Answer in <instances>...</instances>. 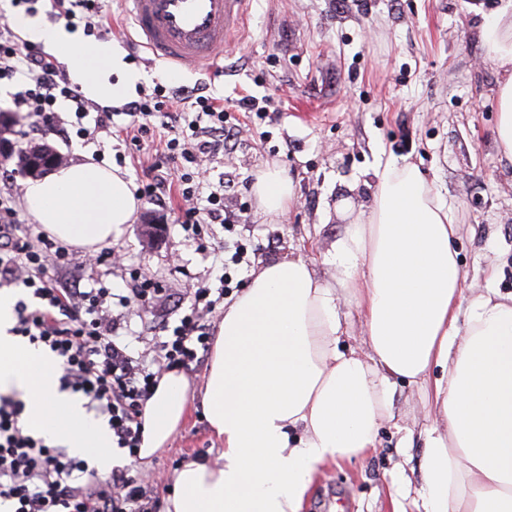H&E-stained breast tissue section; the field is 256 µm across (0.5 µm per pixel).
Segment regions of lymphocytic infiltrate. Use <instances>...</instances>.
Instances as JSON below:
<instances>
[{"label": "lymphocytic infiltrate", "instance_id": "f902f5d3", "mask_svg": "<svg viewBox=\"0 0 512 512\" xmlns=\"http://www.w3.org/2000/svg\"><path fill=\"white\" fill-rule=\"evenodd\" d=\"M51 15L66 27L103 38L111 27L105 0H47ZM23 82L15 100L27 124L24 138L46 133L90 144L111 137L114 115L126 118L123 151L117 160L153 149L154 160L138 180L136 197L172 209L197 251L211 248L212 227L244 223L243 211L224 205L223 184L210 183L207 165L232 149L235 131L223 99L206 88L176 89L158 83L121 110L89 102L63 73L57 58L27 44L0 15V82ZM67 105L69 119L59 115ZM121 254L105 247L82 251L58 241L41 225L25 223L13 193H0V287L25 288L14 309L13 335L49 352L58 363L60 391L80 395L84 406L108 427L113 447L137 456L143 439V409L160 376L197 361L210 340L209 320L223 313L225 264H214L218 288L189 281L188 304L177 326L162 325L151 356L135 354L116 336L118 309L151 316L165 288L161 281L131 271L122 287L106 267ZM26 404L0 397V505L8 512H158L148 481L121 470L100 478L90 460L51 444L25 425Z\"/></svg>", "mask_w": 512, "mask_h": 512}]
</instances>
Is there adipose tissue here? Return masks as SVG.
<instances>
[{
    "instance_id": "1",
    "label": "adipose tissue",
    "mask_w": 512,
    "mask_h": 512,
    "mask_svg": "<svg viewBox=\"0 0 512 512\" xmlns=\"http://www.w3.org/2000/svg\"><path fill=\"white\" fill-rule=\"evenodd\" d=\"M18 27L28 43L60 51L92 100L113 105L134 92L139 76L111 44L83 48L60 23ZM484 37L502 75L496 143L512 161V19ZM376 177L371 204L325 256L334 281L283 259L254 272L225 307L202 400L223 461L187 460L165 512H302L320 467L375 448L396 380L434 407L416 490L423 512H512V293H467L452 209L415 165L389 164ZM253 190L267 216L283 215L293 197L275 167ZM23 199L47 233L81 247L122 235L141 206L119 168L86 162L27 183ZM350 301L361 354L340 347ZM13 305L0 295V390H28L29 428L108 468V433L59 393L47 357L10 334ZM190 407L184 374H165L143 411L140 458L165 448Z\"/></svg>"
}]
</instances>
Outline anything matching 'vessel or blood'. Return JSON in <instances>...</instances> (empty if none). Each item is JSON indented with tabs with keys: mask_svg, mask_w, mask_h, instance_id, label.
I'll return each mask as SVG.
<instances>
[{
	"mask_svg": "<svg viewBox=\"0 0 512 512\" xmlns=\"http://www.w3.org/2000/svg\"><path fill=\"white\" fill-rule=\"evenodd\" d=\"M250 0H119L132 42L174 71L210 68L238 32Z\"/></svg>",
	"mask_w": 512,
	"mask_h": 512,
	"instance_id": "1",
	"label": "vessel or blood"
}]
</instances>
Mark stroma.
<instances>
[{
  "instance_id": "stroma-1",
  "label": "stroma",
  "mask_w": 512,
  "mask_h": 512,
  "mask_svg": "<svg viewBox=\"0 0 512 512\" xmlns=\"http://www.w3.org/2000/svg\"><path fill=\"white\" fill-rule=\"evenodd\" d=\"M512 0H252L244 31L212 68L183 71L178 85L203 84L218 97L250 94L274 98L275 121L255 124L235 111L234 150L211 166L224 181L227 208L247 206L234 232L212 227L216 251L236 243L259 249L237 276L286 257L304 259L315 275L333 280L324 262L346 224L372 200L375 174L386 165L416 164L455 209L457 246L467 286L512 292V162L497 148V92L501 75L488 57L483 32ZM111 42L133 58L152 88L164 75L135 58L112 0ZM293 183L283 217H258L252 186L267 167ZM127 268L112 271L121 285L128 268L162 282L168 295L156 302L158 318L177 323L187 275L211 278L213 254L197 253L180 226L142 204L133 224L112 240ZM210 359L185 375L195 406L167 448L147 458L120 454L132 476L158 473V499L172 489L187 457L219 463L224 445L209 429L202 400ZM394 423L381 428L365 457L325 468L313 483L304 512H392L390 500L404 480H417L423 463L419 435L432 414L423 392L392 388Z\"/></svg>"
}]
</instances>
